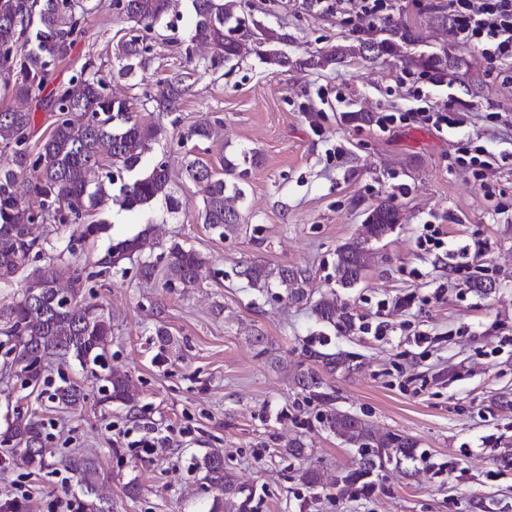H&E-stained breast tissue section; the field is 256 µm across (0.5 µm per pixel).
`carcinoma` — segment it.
<instances>
[{"instance_id":"cac0c4a2","label":"carcinoma","mask_w":512,"mask_h":512,"mask_svg":"<svg viewBox=\"0 0 512 512\" xmlns=\"http://www.w3.org/2000/svg\"><path fill=\"white\" fill-rule=\"evenodd\" d=\"M194 24L190 41L206 44L214 63L239 55L240 44L228 36L245 31L259 45L284 40L262 22L245 13L244 0H190ZM98 5L92 0H0V93L13 104L0 107V156L10 158L12 168L0 170V282L11 281L39 249L34 236L37 225L77 224L78 240L97 235L104 221L88 220L95 212L114 203L123 211L141 209L155 202L167 213L179 212L182 201L173 182L169 161L155 156L144 173L140 164L152 154L162 130L147 111L179 112L190 73L179 69L158 82L154 91L141 102L146 114L134 113L136 102L115 98L101 68L86 63L68 83L52 89L47 107L54 120L49 130L31 143L34 112L33 95L43 91L56 65L67 54L70 38L80 20ZM112 11L130 24L128 31L151 29L167 18L170 0H112ZM400 45L391 39H363L345 45H330L302 61L312 69H324L348 57L368 58L381 53H398ZM147 52L140 37L132 34L117 43L116 59L121 71L133 72L135 61ZM409 69L429 72L443 82L448 71V55L431 54L404 57ZM252 160L242 153L240 164L219 160L220 168L198 159H189L181 170V182H189L201 194L199 218L225 238L238 230L241 216L232 202L244 196L237 179L226 180ZM30 170L33 180L24 187L18 174ZM401 213L394 197L386 196L368 213L361 225L360 243H344L336 250L334 278L343 288L355 285L372 259L365 244L379 240L400 223ZM149 230L112 243L102 259L106 269L117 268L145 249ZM166 287L186 292L199 285L202 269L208 263L199 251L180 242H172L164 254ZM250 288L259 292L272 286L283 289L293 303H308L307 279L299 269L270 268L251 262L238 271ZM93 274H76L68 287H61L53 265L46 263L28 274L27 286L14 304L0 308V349L5 368L20 367L24 386L47 397L60 411L83 404L88 394L63 373L58 379L46 375L44 361L55 358L61 365L77 364L99 383L98 402L127 404L137 392L132 379L112 368L106 343L112 337V319L102 305L86 300L84 288ZM317 320L352 330L355 315L336 306V298H323L311 307ZM307 357L334 371L346 360L334 353L314 349ZM294 382L326 407L322 424L326 430L352 448L370 452L359 466L336 479L340 490L360 483L373 465V457L394 452L396 462L415 459L416 442L393 433L379 432L365 419L333 406L331 394L323 391L322 380L308 368L299 370ZM7 447L0 450L4 467L42 471L51 466L54 449L48 447L45 423L21 410L0 433ZM66 466L76 473L86 489L80 512H112L109 501L99 497L95 488L101 480L98 464L91 458L70 456ZM205 473L208 487L218 492L208 512H245L244 488L224 467V455L209 452L197 460Z\"/></svg>"}]
</instances>
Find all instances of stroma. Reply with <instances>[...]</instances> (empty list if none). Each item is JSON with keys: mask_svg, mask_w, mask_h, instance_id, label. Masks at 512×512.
Returning <instances> with one entry per match:
<instances>
[{"mask_svg": "<svg viewBox=\"0 0 512 512\" xmlns=\"http://www.w3.org/2000/svg\"><path fill=\"white\" fill-rule=\"evenodd\" d=\"M111 2L99 0L82 20L56 81H68L93 58L104 63L114 96L138 98L189 58L208 56L207 46L190 41L191 5L179 0L168 25L147 32L152 50L142 65L120 75L113 47L123 23ZM251 2L259 20L287 34L271 49L288 65L267 64L243 38L239 58L196 73L181 111L153 115L164 129L155 151L169 155L172 169L185 154L181 137L205 120L219 121L218 136L197 142L194 158L211 165L255 155L238 232L223 239L201 224L199 197L187 184L173 215L159 206L147 214L106 210L102 231L83 242L73 224L40 231L60 281L76 271L92 274V293L112 317V364L139 388L127 406L91 397L78 410L46 414L51 446L61 457L76 452L97 460L106 475L99 492L114 512H207L210 494L195 463L212 451L223 453L246 489V512H512V120L497 125L477 114L481 107L512 111V89L487 75L477 52L453 46L433 12L403 0L393 23L416 34L403 49L447 52L454 77L431 90L439 104L461 108L462 124L448 134L405 125L385 133L374 121L347 115L411 107L399 57L301 67V59L348 36L347 25L309 10L304 0ZM468 138L497 161L492 195L453 162ZM389 195L400 224L370 242L373 260L362 280L337 286L338 246L356 240L370 209ZM428 220L450 248L468 246L461 271L441 252L418 246ZM145 229L146 257L158 259L174 241L208 257L200 288L168 290L161 272L143 280L135 259L100 273L111 241ZM253 260L305 269L313 299L335 293L355 314V329L318 322L281 289L248 288L238 269ZM462 278L467 286H459ZM479 280L495 286L482 293L474 287ZM381 322L387 331L374 335ZM159 326L173 337L172 349H161ZM418 333L424 342H415ZM311 348L350 361V369L320 373L337 408L417 443L416 461L373 469L372 491L340 494L332 487L360 454L323 428L321 404L292 382ZM153 431L169 443L138 457L130 442ZM295 440L302 455H286ZM309 469L321 472L325 488L303 484ZM71 490L84 488L62 461L37 475L0 472V498L27 493L26 512H61Z\"/></svg>", "mask_w": 512, "mask_h": 512, "instance_id": "1", "label": "stroma"}]
</instances>
